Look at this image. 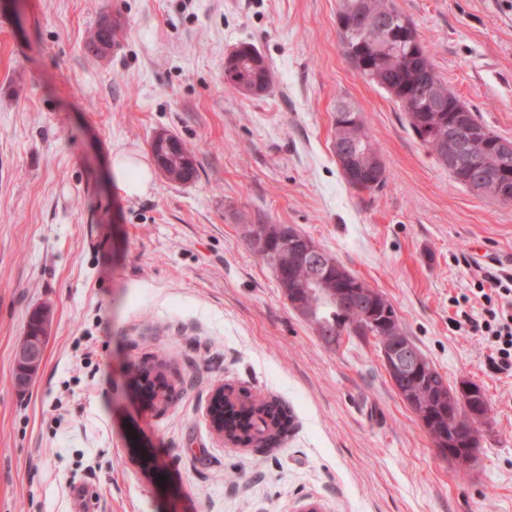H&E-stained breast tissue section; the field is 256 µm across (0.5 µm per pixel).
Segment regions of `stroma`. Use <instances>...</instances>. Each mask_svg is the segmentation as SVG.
Here are the masks:
<instances>
[{
	"mask_svg": "<svg viewBox=\"0 0 512 512\" xmlns=\"http://www.w3.org/2000/svg\"><path fill=\"white\" fill-rule=\"evenodd\" d=\"M439 76L512 139V0H396ZM338 0H0V512H512V377L453 297L512 270V204L456 184L390 96L343 56ZM106 56L89 46L104 17ZM253 44L269 93L224 81ZM362 111L386 167L344 180L332 152L339 98ZM165 131L193 152L187 183L155 174L128 197L114 149L146 163ZM287 224L393 305L451 387L490 412L475 463L440 456L386 373L374 338L327 348L247 235ZM50 325L27 389L15 353L34 310ZM165 363L152 402L143 363ZM290 408L277 448L214 433L215 389Z\"/></svg>",
	"mask_w": 512,
	"mask_h": 512,
	"instance_id": "stroma-1",
	"label": "stroma"
}]
</instances>
